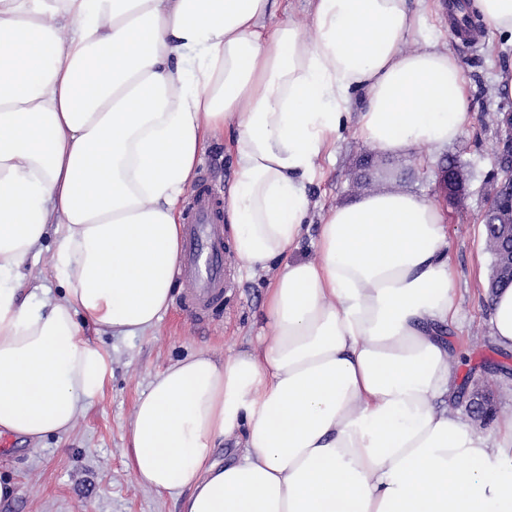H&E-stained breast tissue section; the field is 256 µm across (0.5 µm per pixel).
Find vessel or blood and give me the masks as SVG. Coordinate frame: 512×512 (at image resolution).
<instances>
[{
	"label": "vessel or blood",
	"mask_w": 512,
	"mask_h": 512,
	"mask_svg": "<svg viewBox=\"0 0 512 512\" xmlns=\"http://www.w3.org/2000/svg\"><path fill=\"white\" fill-rule=\"evenodd\" d=\"M221 199L209 183L201 179L184 226L181 277L191 285L181 307L195 320L224 298L225 243L220 224Z\"/></svg>",
	"instance_id": "b4317fda"
}]
</instances>
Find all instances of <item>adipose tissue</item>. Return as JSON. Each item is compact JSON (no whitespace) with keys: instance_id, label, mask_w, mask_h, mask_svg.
<instances>
[{"instance_id":"1","label":"adipose tissue","mask_w":512,"mask_h":512,"mask_svg":"<svg viewBox=\"0 0 512 512\" xmlns=\"http://www.w3.org/2000/svg\"><path fill=\"white\" fill-rule=\"evenodd\" d=\"M436 2L308 0L306 33L279 0H0V434L68 433L110 374L88 333L168 313L185 193L224 138L232 248L246 272L280 265L272 334L154 377L136 481L180 512H512V417L486 436L454 406L444 202L364 193L325 212L316 260L291 257L346 126L408 157L474 122L460 61L426 33ZM470 9L512 40V0ZM49 238L53 297L25 275ZM487 303L512 352V288Z\"/></svg>"}]
</instances>
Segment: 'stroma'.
<instances>
[{"instance_id":"1","label":"stroma","mask_w":512,"mask_h":512,"mask_svg":"<svg viewBox=\"0 0 512 512\" xmlns=\"http://www.w3.org/2000/svg\"><path fill=\"white\" fill-rule=\"evenodd\" d=\"M460 60L472 86L474 123L447 152L468 169L467 193L461 204L448 207L449 255L456 283L461 321L451 333L460 341L458 409L465 396L486 388L493 414L476 430L493 434L499 418L512 415V352L498 349L489 332V307L483 289L492 257L480 221L497 172L494 109L512 111V100L501 101L495 78L512 66V44L485 33L470 42L454 29L442 35ZM322 180L308 185L316 209L382 188L418 195L437 193L435 163L419 164L374 152L345 131L333 160L324 162ZM227 280L223 303L202 322H193L179 306L153 330L133 337L102 336L96 343L112 360V375L102 397L62 436L40 444L0 441V478L16 483L18 494L0 512H178L174 497L139 484L126 453L133 409L138 395L171 360L198 350L223 359L252 349L259 334L268 332L263 313L271 272L240 273L234 252L226 254Z\"/></svg>"}]
</instances>
